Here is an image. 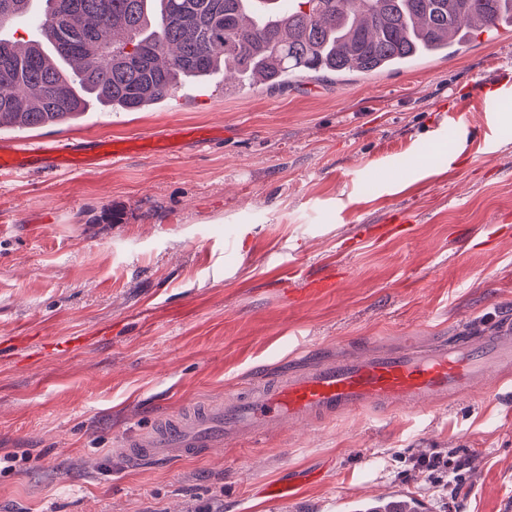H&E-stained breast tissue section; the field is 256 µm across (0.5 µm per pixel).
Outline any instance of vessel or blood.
<instances>
[{"label": "vessel or blood", "mask_w": 512, "mask_h": 512, "mask_svg": "<svg viewBox=\"0 0 512 512\" xmlns=\"http://www.w3.org/2000/svg\"><path fill=\"white\" fill-rule=\"evenodd\" d=\"M223 135L220 126L169 125L138 138L137 144L141 152L161 156L175 152L184 141ZM127 150L123 139L0 141V172L90 171ZM336 288L335 279L313 278L304 288L290 292L289 300L302 304L311 297L334 293ZM493 372H512V321L505 318L477 336L464 331L425 348L408 343L311 363L287 378L225 394L214 404L187 408L176 418L162 420L151 434L129 437L124 452L133 460L178 459L243 436L259 440L288 423L329 418L368 406L422 410L472 393Z\"/></svg>", "instance_id": "1"}]
</instances>
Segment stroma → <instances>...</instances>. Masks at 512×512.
Returning a JSON list of instances; mask_svg holds the SVG:
<instances>
[{"instance_id":"35a3bbf8","label":"stroma","mask_w":512,"mask_h":512,"mask_svg":"<svg viewBox=\"0 0 512 512\" xmlns=\"http://www.w3.org/2000/svg\"><path fill=\"white\" fill-rule=\"evenodd\" d=\"M220 125L170 157L0 175V512H512V388L365 408L172 464L122 444L159 415L368 346L512 313V32L349 81L90 107L35 137ZM403 235L384 234L394 218ZM329 297L289 305L306 279ZM27 337L23 346L13 336ZM84 337L75 350L59 345ZM464 461L455 500L421 457ZM271 483L296 487L273 500ZM337 288L335 278H313L309 279L304 288H298L289 294L290 302L304 304L309 298L319 295L333 294Z\"/></svg>"}]
</instances>
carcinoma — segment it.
<instances>
[{"label": "carcinoma", "mask_w": 512, "mask_h": 512, "mask_svg": "<svg viewBox=\"0 0 512 512\" xmlns=\"http://www.w3.org/2000/svg\"><path fill=\"white\" fill-rule=\"evenodd\" d=\"M33 0H0V28ZM512 27V0H44L42 38L0 36V130L67 124L90 97L137 112L193 82L393 70Z\"/></svg>", "instance_id": "carcinoma-1"}]
</instances>
